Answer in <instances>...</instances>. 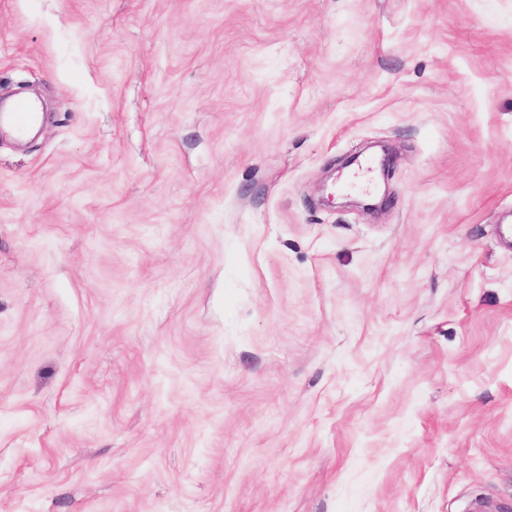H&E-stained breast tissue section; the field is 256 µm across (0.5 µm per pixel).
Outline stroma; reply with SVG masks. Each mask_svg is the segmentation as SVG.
<instances>
[{
	"instance_id": "1",
	"label": "stroma",
	"mask_w": 512,
	"mask_h": 512,
	"mask_svg": "<svg viewBox=\"0 0 512 512\" xmlns=\"http://www.w3.org/2000/svg\"><path fill=\"white\" fill-rule=\"evenodd\" d=\"M29 92L0 512H512V0H0Z\"/></svg>"
}]
</instances>
